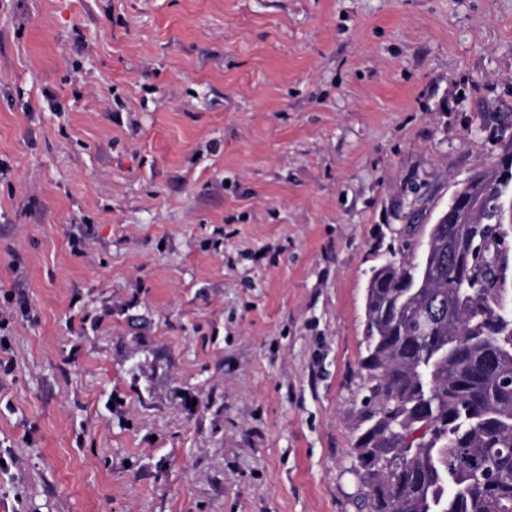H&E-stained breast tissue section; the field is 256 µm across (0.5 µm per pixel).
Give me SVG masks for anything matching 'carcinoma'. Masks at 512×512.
Instances as JSON below:
<instances>
[{"mask_svg": "<svg viewBox=\"0 0 512 512\" xmlns=\"http://www.w3.org/2000/svg\"><path fill=\"white\" fill-rule=\"evenodd\" d=\"M508 159L503 139L496 161L468 178L486 200L477 226L495 223ZM472 225H432L426 266L409 254L373 269L359 512H512V296L500 243L476 255Z\"/></svg>", "mask_w": 512, "mask_h": 512, "instance_id": "1", "label": "carcinoma"}]
</instances>
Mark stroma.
<instances>
[{
    "instance_id": "1",
    "label": "stroma",
    "mask_w": 512,
    "mask_h": 512,
    "mask_svg": "<svg viewBox=\"0 0 512 512\" xmlns=\"http://www.w3.org/2000/svg\"><path fill=\"white\" fill-rule=\"evenodd\" d=\"M512 123V0H0V512H357L364 299Z\"/></svg>"
}]
</instances>
